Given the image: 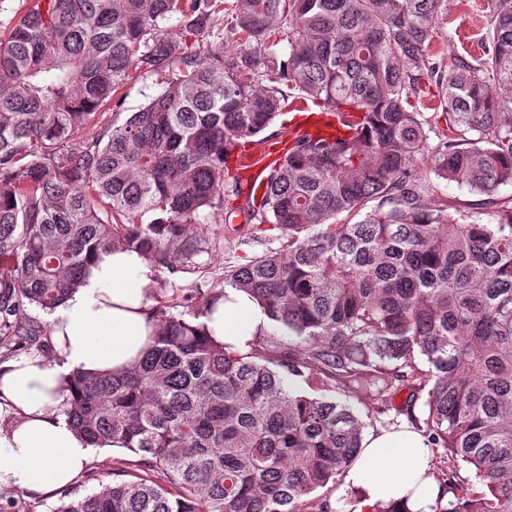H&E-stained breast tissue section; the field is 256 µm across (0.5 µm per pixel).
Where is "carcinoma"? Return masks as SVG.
I'll use <instances>...</instances> for the list:
<instances>
[{
	"instance_id": "obj_1",
	"label": "carcinoma",
	"mask_w": 512,
	"mask_h": 512,
	"mask_svg": "<svg viewBox=\"0 0 512 512\" xmlns=\"http://www.w3.org/2000/svg\"><path fill=\"white\" fill-rule=\"evenodd\" d=\"M494 2L477 66L427 53L448 0H235L214 48L221 0H39L0 38L3 356L51 352L27 309L52 314L114 247L194 273L212 247L191 226L216 212L282 240L224 269L219 289H172L132 368L66 377L69 426L131 457L53 512H333L318 492L362 448L351 402L385 413L405 385L425 395L430 444L457 461L432 512H512V199L499 197L512 186V0ZM175 15L206 51L164 30ZM238 35L249 51L228 50ZM140 69L169 82L81 140ZM433 75L443 127L420 112ZM284 85L364 121L349 139H295L261 202L235 206L241 182L224 166L288 109ZM420 156L497 223L428 203L438 185ZM226 288L300 351L269 336L241 353L209 336L201 319Z\"/></svg>"
}]
</instances>
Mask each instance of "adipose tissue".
<instances>
[{
    "label": "adipose tissue",
    "mask_w": 512,
    "mask_h": 512,
    "mask_svg": "<svg viewBox=\"0 0 512 512\" xmlns=\"http://www.w3.org/2000/svg\"><path fill=\"white\" fill-rule=\"evenodd\" d=\"M155 268L120 247L97 259L70 298L49 317L57 350L53 359L24 357L0 364V487L40 495L72 485L94 448L66 421L73 371L121 372L135 366L154 336L149 287ZM204 322L231 350L245 352L265 331L268 318L246 293L226 289ZM363 449L344 475L355 490V512L404 502L409 512H428L441 493L426 474L429 444L412 430L366 434Z\"/></svg>",
    "instance_id": "1"
}]
</instances>
